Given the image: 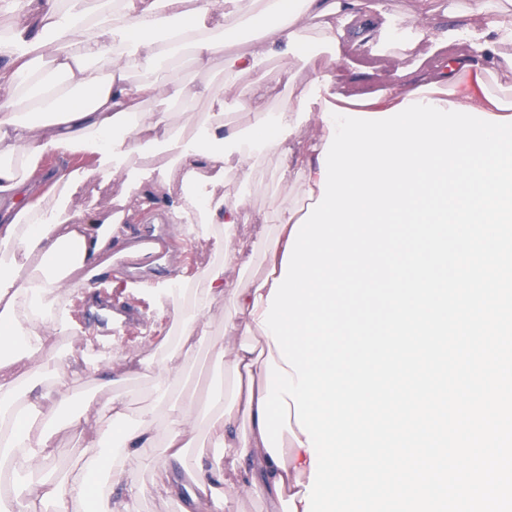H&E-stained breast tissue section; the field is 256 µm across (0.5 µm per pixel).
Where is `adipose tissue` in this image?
<instances>
[{
    "label": "adipose tissue",
    "instance_id": "1",
    "mask_svg": "<svg viewBox=\"0 0 512 512\" xmlns=\"http://www.w3.org/2000/svg\"><path fill=\"white\" fill-rule=\"evenodd\" d=\"M10 0L14 19L7 36H0V447H20L29 469L46 466L55 453L58 436L79 429L89 436L78 472L63 477L39 478L25 483L20 495L26 512H77L90 487L107 479L125 486L117 498L99 494L97 512H140L142 501L161 487L179 500L181 512H233L239 496L267 500L271 512H304L305 488L311 457L290 434L282 441L289 451L283 465H276L266 450L258 426V401L266 394V360L275 347L262 334L261 315L267 295L281 273V261L295 223L293 210L282 211L278 234L265 251L268 275L256 286L231 292L224 268L238 262L240 251L224 254L223 265L209 270L205 288L192 304L182 306V331L177 345L168 346L158 362L156 390L160 398L178 397V407L156 418L142 415L136 430L137 446L120 436L111 455L96 446L103 419L119 422L125 400L112 397L89 401L79 418L65 419L58 408L75 396L55 350L53 327L45 315L54 310L57 296L70 281L82 287L112 264L115 245L129 244L124 215L87 219L73 209L77 183L69 172L60 173L54 190L25 204L35 188L21 180L20 171L35 173L44 156L88 154L96 159V172L113 184L119 197L137 194L141 209H149L156 196L142 184H129L120 174L128 156L147 146L160 152L179 150L180 169L160 166L159 187L179 182L205 181L215 170L217 181L235 176L237 167L224 163L225 153L253 165L268 152L290 141L303 110L302 102H288L281 111L266 109L267 75L260 69V55L246 52L226 58L228 70L254 73L253 82L235 89L236 109L251 115L249 130L226 128L223 113L211 115L198 127L213 148L199 147L197 136H170L171 115L144 112L148 100L179 104L194 91L178 77L159 79L161 62L187 50L191 63L207 69L230 41V19L246 14L250 0ZM363 0H301L289 9L286 0H272V13L280 22L266 26L262 41L275 45L314 31L321 39L334 38L344 16L362 17L355 40L372 26L362 12ZM448 17L483 19L493 29L512 25V0H449ZM498 69L512 70V56L497 42L479 45L473 56L441 60L431 71L430 84L448 88L453 104L489 115L512 114V96L488 88V76ZM233 293L236 317L225 320L231 343H210L216 365H228L236 374L232 393L208 388L203 394L186 393L180 354L197 339L200 318L213 302ZM51 383L36 400L21 401L31 373ZM245 415L249 425L237 430L235 420ZM208 428L224 460L205 470L201 456L191 454L190 444L200 428ZM162 437V454L140 452L153 435ZM195 476L194 485L171 481L168 463ZM134 468L152 470L153 484H128L124 478Z\"/></svg>",
    "mask_w": 512,
    "mask_h": 512
}]
</instances>
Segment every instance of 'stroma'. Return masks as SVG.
Listing matches in <instances>:
<instances>
[{
  "instance_id": "35a3bbf8",
  "label": "stroma",
  "mask_w": 512,
  "mask_h": 512,
  "mask_svg": "<svg viewBox=\"0 0 512 512\" xmlns=\"http://www.w3.org/2000/svg\"><path fill=\"white\" fill-rule=\"evenodd\" d=\"M385 2L387 7L378 18L377 29L363 42H354L349 36L320 41L309 32L294 43L275 47L264 63L272 85L269 110L278 111L281 104L296 98L309 79L316 82V97L333 107L338 99L377 92L396 81L400 71L423 74L443 57L471 55L473 47L489 37L483 21L456 25L441 16L427 27L413 16L414 0ZM177 70L197 92L191 112L171 109L158 101L142 104V111H172L173 123L182 126L190 113L220 109L234 125L250 126L249 117L236 111L234 92L225 84L223 58H216L208 70L201 72L183 60ZM283 175L288 178L284 190L279 187ZM194 195L200 201L199 209L188 210L179 219L173 216L179 204L175 195L159 197L150 211L134 214L135 231L176 240V248L166 258L143 270L112 269L97 277L95 289L78 288L61 297L60 306L68 323L53 341L73 380L77 400L76 405L62 408V416H77L81 402L122 393L129 396L125 427L136 426L144 413L163 414L166 406L156 398L153 369L146 366L127 374L123 364L135 355L159 357L163 338L182 304L177 284L199 280L208 269L223 265L224 235L207 223V212L220 207L223 199L242 197L244 207L234 241L247 265L226 268L224 276L234 287L248 288L264 274L263 252L277 235L282 209H292L305 217L313 205L306 193L303 168L289 163L287 154L280 151L268 153L259 165L225 182L217 193H210L200 183ZM233 313V299L227 296L203 315L207 339L186 353V372L212 370L206 343L223 337L224 320ZM90 336L96 337L97 347L87 346Z\"/></svg>"
}]
</instances>
